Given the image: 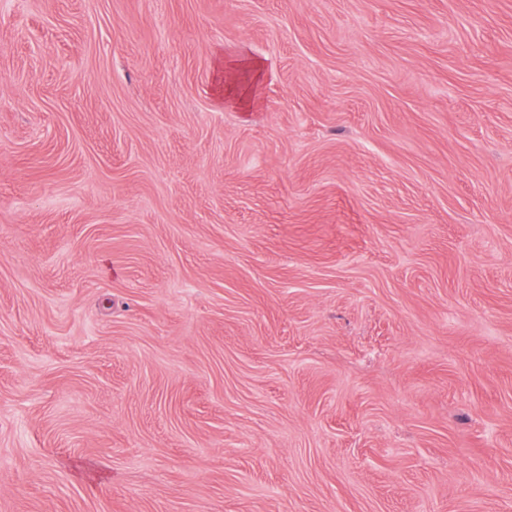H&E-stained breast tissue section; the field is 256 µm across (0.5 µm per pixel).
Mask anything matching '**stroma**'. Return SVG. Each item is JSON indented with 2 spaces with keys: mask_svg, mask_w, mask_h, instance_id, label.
<instances>
[{
  "mask_svg": "<svg viewBox=\"0 0 512 512\" xmlns=\"http://www.w3.org/2000/svg\"><path fill=\"white\" fill-rule=\"evenodd\" d=\"M0 512H512V0H0Z\"/></svg>",
  "mask_w": 512,
  "mask_h": 512,
  "instance_id": "1",
  "label": "stroma"
}]
</instances>
